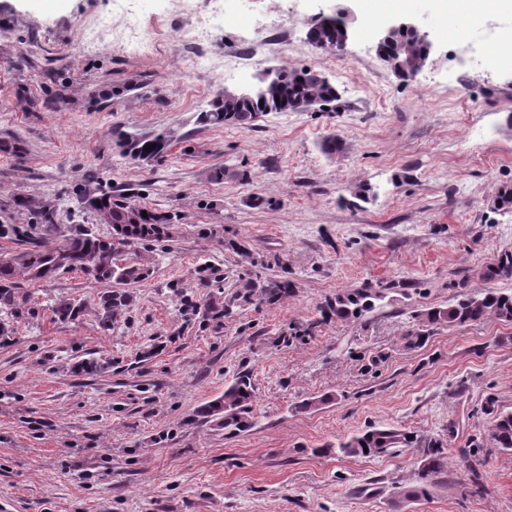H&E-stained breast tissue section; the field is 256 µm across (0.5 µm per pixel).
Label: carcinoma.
Wrapping results in <instances>:
<instances>
[{"label": "carcinoma", "mask_w": 512, "mask_h": 512, "mask_svg": "<svg viewBox=\"0 0 512 512\" xmlns=\"http://www.w3.org/2000/svg\"><path fill=\"white\" fill-rule=\"evenodd\" d=\"M282 83L280 103L270 106L260 105L262 98L255 97L243 103L236 111H224L223 98L217 96L209 104V109L198 113L197 122L203 126H237L248 128L254 125L260 115L266 112H298L315 101L328 106L338 100L335 86H320L314 82L306 70L277 69ZM123 154L132 161L148 160L159 156L165 149L171 135L160 132L153 136H139L128 132L115 131ZM153 144L155 148L146 152L144 148ZM76 200L81 209L98 215L100 209L109 212L108 223L117 226L124 222L131 210L142 209L112 199L108 194H77ZM11 205L27 211L33 222L29 227L42 231L43 236L61 239L53 246L43 242H33L20 254L0 258V341L5 342L14 334L12 317L20 308L24 298L19 296L16 278L24 276L31 281H46L61 270H79L98 282L115 281L121 284L137 283L148 276L147 267L137 261L124 260V252L137 241L158 240L165 236L167 226L174 223L176 215L147 212L132 234L110 239L89 230L75 231L69 235L60 230L58 213L49 201L35 202L24 196L15 197ZM290 283L286 280L257 281L242 279L236 284V291L224 296V314L244 304L270 302L288 294ZM385 298L383 291L370 294L360 292L336 295L331 311L338 318L362 314L374 308V302ZM129 303V295L120 291H106L99 296L97 313L102 326L112 327L118 322ZM82 312V305L72 300H61L53 309L60 321H73ZM492 316L504 323H512V291L489 289L479 296H467L446 308L423 309L413 315L416 329L409 332L415 344L425 339L421 327L448 325L463 327L472 325ZM256 394L250 378L242 375L224 390V397L200 408L197 416L207 421H215L218 426L230 431H244L251 427L250 414ZM485 410L494 413L493 424L488 440L497 448L512 450V412L495 411V400L486 401ZM415 447L420 449L418 467L419 485L407 491V495L417 498L426 494L427 486L435 478L448 470V456L444 453L442 439L420 440L402 430L391 427L375 428L353 435L324 448H316V453L336 451L338 456L379 457L397 448Z\"/></svg>", "instance_id": "obj_1"}]
</instances>
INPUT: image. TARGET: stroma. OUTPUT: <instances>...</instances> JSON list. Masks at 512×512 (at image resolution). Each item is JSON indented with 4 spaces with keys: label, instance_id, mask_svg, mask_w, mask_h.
<instances>
[{
    "label": "stroma",
    "instance_id": "1",
    "mask_svg": "<svg viewBox=\"0 0 512 512\" xmlns=\"http://www.w3.org/2000/svg\"><path fill=\"white\" fill-rule=\"evenodd\" d=\"M112 2L0 0V141L25 147L19 160L0 153V224H28L5 206L21 195L55 203L62 229L110 235L77 209L83 185L178 219L167 238L135 246L149 275L126 285L131 303L112 328L97 316L111 283L79 271L18 281L28 302L0 343V512H512V451L484 439L487 399L512 411V323L439 326L419 348L406 339L416 311L512 291V273L485 275L512 258V212L490 205L512 187V54L491 48L512 18L455 36L436 0L376 14L364 0H276L262 13L249 0H197L193 16L172 0H130L154 42L142 54L93 37ZM345 4L346 49L314 48L309 28ZM399 14L434 43L407 82L376 53ZM198 20L213 54L250 65L198 62L182 43ZM270 67L322 73L339 99L248 128L197 123L225 88H251ZM22 90H60L67 103L26 112ZM116 129L171 140L134 162ZM332 134L340 149L329 154ZM242 278L292 288L212 313ZM380 288L385 298L362 315L326 312L338 293ZM63 299L81 303L76 320L54 317ZM86 358L110 367L75 371ZM243 373L256 390L250 429L197 418ZM388 425L443 438L448 471L427 496L406 495L418 449L317 452Z\"/></svg>",
    "mask_w": 512,
    "mask_h": 512
}]
</instances>
